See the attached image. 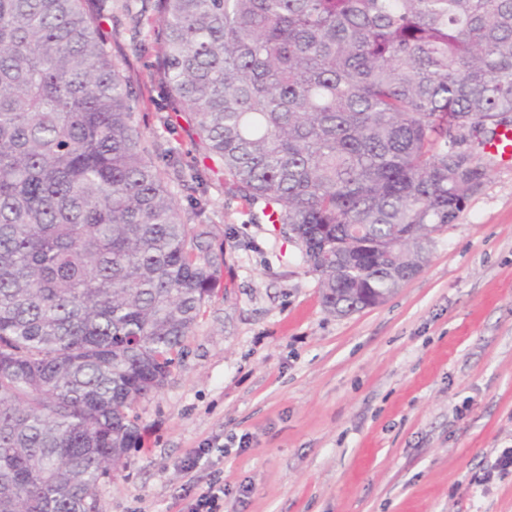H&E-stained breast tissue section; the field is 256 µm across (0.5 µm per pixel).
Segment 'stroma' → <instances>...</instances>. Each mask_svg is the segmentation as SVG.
I'll return each mask as SVG.
<instances>
[{"label":"stroma","mask_w":512,"mask_h":512,"mask_svg":"<svg viewBox=\"0 0 512 512\" xmlns=\"http://www.w3.org/2000/svg\"><path fill=\"white\" fill-rule=\"evenodd\" d=\"M112 58L136 90L152 160L200 161L157 67L154 14L106 0ZM485 175L427 265L346 317L277 224H254L216 175L205 200L226 265L165 386L134 407L143 442L97 491L98 512H512V160Z\"/></svg>","instance_id":"obj_1"}]
</instances>
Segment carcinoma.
Masks as SVG:
<instances>
[{
  "mask_svg": "<svg viewBox=\"0 0 512 512\" xmlns=\"http://www.w3.org/2000/svg\"><path fill=\"white\" fill-rule=\"evenodd\" d=\"M104 2L0 0V512H97L225 265L171 187L198 169L150 159ZM141 3L225 193L332 314L425 265L512 128V0Z\"/></svg>",
  "mask_w": 512,
  "mask_h": 512,
  "instance_id": "cac0c4a2",
  "label": "carcinoma"
}]
</instances>
